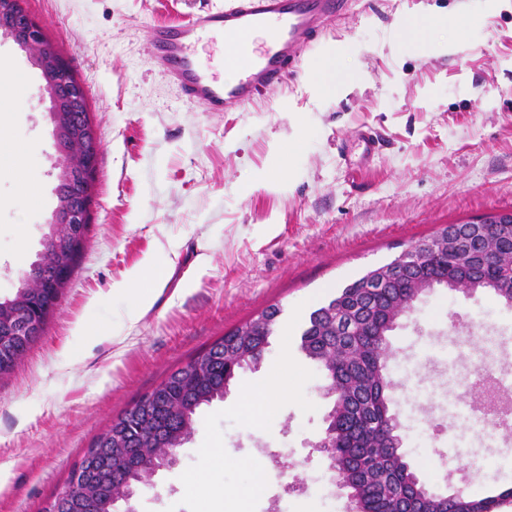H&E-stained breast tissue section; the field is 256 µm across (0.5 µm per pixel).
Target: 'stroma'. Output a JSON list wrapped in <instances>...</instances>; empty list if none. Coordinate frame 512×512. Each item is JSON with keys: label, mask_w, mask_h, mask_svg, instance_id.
Returning a JSON list of instances; mask_svg holds the SVG:
<instances>
[{"label": "stroma", "mask_w": 512, "mask_h": 512, "mask_svg": "<svg viewBox=\"0 0 512 512\" xmlns=\"http://www.w3.org/2000/svg\"><path fill=\"white\" fill-rule=\"evenodd\" d=\"M214 2L22 0L84 86L102 150L79 265L0 377V512H44L113 417L271 305L281 315L261 364L200 409L176 465L116 512H228L247 489L249 512H348L329 468L304 459L333 405L300 347L310 313L443 226L512 209V0H354L288 85L243 112H204L153 69L148 45L155 24ZM0 56L27 77L0 96V125L25 158L0 161L6 295L43 250L59 155L32 50L0 38ZM365 129L380 139L370 153ZM138 269L157 281L133 322L125 287ZM389 343L402 451L430 489L512 487V422L484 438L456 414L477 364L512 371V307L438 287ZM275 371L285 394L249 416L242 393Z\"/></svg>", "instance_id": "35a3bbf8"}]
</instances>
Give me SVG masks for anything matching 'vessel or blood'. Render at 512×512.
I'll use <instances>...</instances> for the list:
<instances>
[{"instance_id":"vessel-or-blood-1","label":"vessel or blood","mask_w":512,"mask_h":512,"mask_svg":"<svg viewBox=\"0 0 512 512\" xmlns=\"http://www.w3.org/2000/svg\"><path fill=\"white\" fill-rule=\"evenodd\" d=\"M349 0H226L155 25L153 68L204 112H241L298 72L307 48Z\"/></svg>"}]
</instances>
